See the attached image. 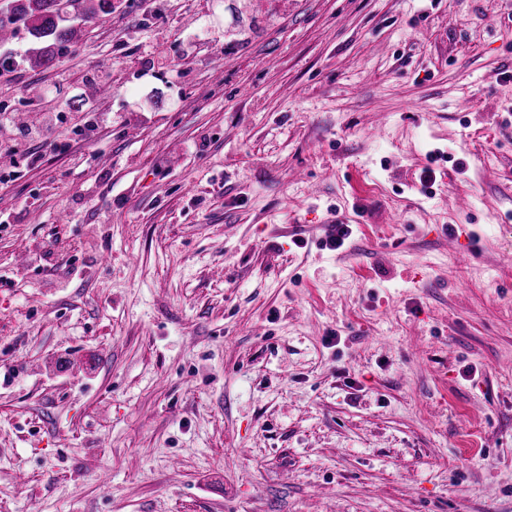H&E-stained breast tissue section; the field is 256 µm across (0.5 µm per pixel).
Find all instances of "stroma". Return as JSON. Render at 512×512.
I'll return each instance as SVG.
<instances>
[{
	"instance_id": "35a3bbf8",
	"label": "stroma",
	"mask_w": 512,
	"mask_h": 512,
	"mask_svg": "<svg viewBox=\"0 0 512 512\" xmlns=\"http://www.w3.org/2000/svg\"><path fill=\"white\" fill-rule=\"evenodd\" d=\"M82 25L0 73L69 145L0 178V512H512V0Z\"/></svg>"
}]
</instances>
